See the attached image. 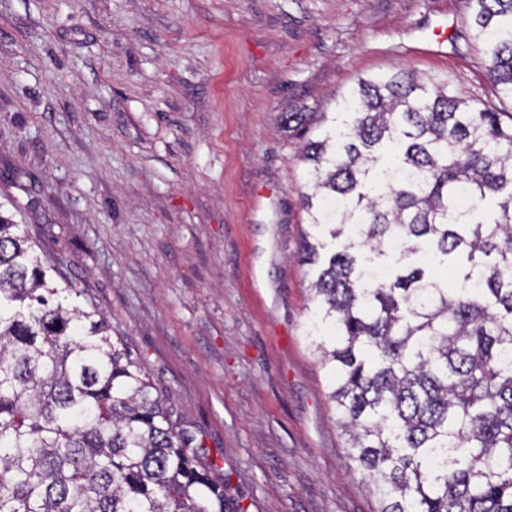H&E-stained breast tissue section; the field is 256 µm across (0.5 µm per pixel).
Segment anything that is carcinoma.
<instances>
[{
  "label": "carcinoma",
  "instance_id": "cac0c4a2",
  "mask_svg": "<svg viewBox=\"0 0 512 512\" xmlns=\"http://www.w3.org/2000/svg\"><path fill=\"white\" fill-rule=\"evenodd\" d=\"M512 102V0H473ZM283 126L308 132V112ZM310 345L377 512H512V115L412 70L358 79L304 142ZM0 213V512H238L169 394ZM464 255L461 285L365 254Z\"/></svg>",
  "mask_w": 512,
  "mask_h": 512
}]
</instances>
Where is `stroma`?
Returning <instances> with one entry per match:
<instances>
[{
    "label": "stroma",
    "mask_w": 512,
    "mask_h": 512,
    "mask_svg": "<svg viewBox=\"0 0 512 512\" xmlns=\"http://www.w3.org/2000/svg\"><path fill=\"white\" fill-rule=\"evenodd\" d=\"M470 0H0V202L166 389L242 512H377L306 336L303 137L398 67L492 100ZM446 39L422 53L434 27Z\"/></svg>",
    "instance_id": "35a3bbf8"
}]
</instances>
